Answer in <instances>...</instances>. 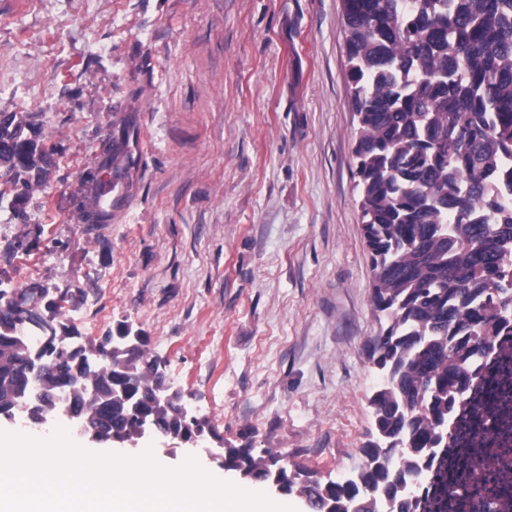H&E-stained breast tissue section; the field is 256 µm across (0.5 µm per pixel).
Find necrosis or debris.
I'll return each instance as SVG.
<instances>
[{
  "instance_id": "1",
  "label": "necrosis or debris",
  "mask_w": 512,
  "mask_h": 512,
  "mask_svg": "<svg viewBox=\"0 0 512 512\" xmlns=\"http://www.w3.org/2000/svg\"><path fill=\"white\" fill-rule=\"evenodd\" d=\"M477 368L487 394L465 406L452 451L458 466L438 488L441 463L432 459L409 512H512V329L493 338Z\"/></svg>"
}]
</instances>
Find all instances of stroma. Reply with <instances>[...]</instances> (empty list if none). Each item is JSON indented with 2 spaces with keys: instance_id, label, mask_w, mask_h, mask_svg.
Masks as SVG:
<instances>
[{
  "instance_id": "35a3bbf8",
  "label": "stroma",
  "mask_w": 512,
  "mask_h": 512,
  "mask_svg": "<svg viewBox=\"0 0 512 512\" xmlns=\"http://www.w3.org/2000/svg\"><path fill=\"white\" fill-rule=\"evenodd\" d=\"M342 0H0V114L34 113L46 179L0 168V289L146 336L217 432L323 481L358 471L379 376ZM134 113L133 187L78 218ZM105 184L103 179L93 177L86 178L84 181L85 195L81 204V217L87 224H102L105 218V214L100 209Z\"/></svg>"
}]
</instances>
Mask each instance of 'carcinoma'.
<instances>
[{
  "mask_svg": "<svg viewBox=\"0 0 512 512\" xmlns=\"http://www.w3.org/2000/svg\"><path fill=\"white\" fill-rule=\"evenodd\" d=\"M352 101L359 117L354 154L363 229L375 260L373 306L389 317L373 338L382 381L369 404L375 437L361 449L357 477L321 482L288 474L270 450L227 448L224 467L251 482L300 492L311 512H405L406 483L422 461L448 447V420L490 348L512 326V0H343ZM35 115L0 117V166L41 177L52 151L27 134ZM104 151L122 181L134 165L132 115ZM81 217L100 224L105 181L85 179ZM20 310L0 289V416L37 387L40 411L64 388L74 413L131 436L138 414L156 432L188 440L205 429L182 418L181 398L155 400L165 382L147 340L110 351L113 333L93 339L66 330L43 347L45 369L28 366L35 344H18Z\"/></svg>",
  "mask_w": 512,
  "mask_h": 512,
  "instance_id": "carcinoma-1",
  "label": "carcinoma"
}]
</instances>
